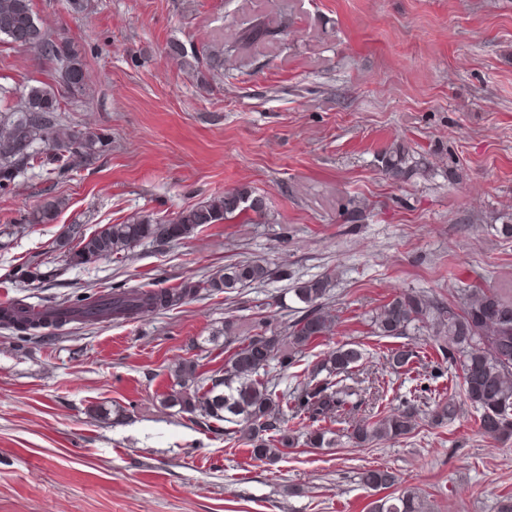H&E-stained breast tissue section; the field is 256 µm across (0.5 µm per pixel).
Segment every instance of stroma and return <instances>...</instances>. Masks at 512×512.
<instances>
[{
    "label": "stroma",
    "mask_w": 512,
    "mask_h": 512,
    "mask_svg": "<svg viewBox=\"0 0 512 512\" xmlns=\"http://www.w3.org/2000/svg\"><path fill=\"white\" fill-rule=\"evenodd\" d=\"M54 33L77 41L91 78L60 120L105 130L109 150L67 177L25 175L0 193V305L44 309L80 290L171 288L224 264L287 267L242 297L202 292L131 322L68 324L18 334L0 322V512H366L358 474L397 471L430 512H498L512 496V439L479 434L459 370L435 352L433 330L404 342L424 356L417 373L383 356L402 340L373 337L368 312L407 289L453 301L460 282H512V0H33ZM265 16L274 38L243 44ZM174 43L219 56V69L182 65ZM55 83L52 64L0 40V111L26 86ZM419 163L404 183L376 157L394 143ZM263 196L248 213L158 248L69 267L53 246L66 227L88 232L143 212L167 219L225 191ZM65 198L55 223L27 217L43 193ZM365 218L347 222L349 204ZM39 265L45 280L13 279ZM330 275L325 305L340 318L277 375L276 394L346 342L366 348L364 376L387 406L416 387L454 398L457 416L365 447L291 449L270 464L164 407L181 360L224 367L219 331L247 335L257 320L285 333L298 305L291 280Z\"/></svg>",
    "instance_id": "35a3bbf8"
}]
</instances>
